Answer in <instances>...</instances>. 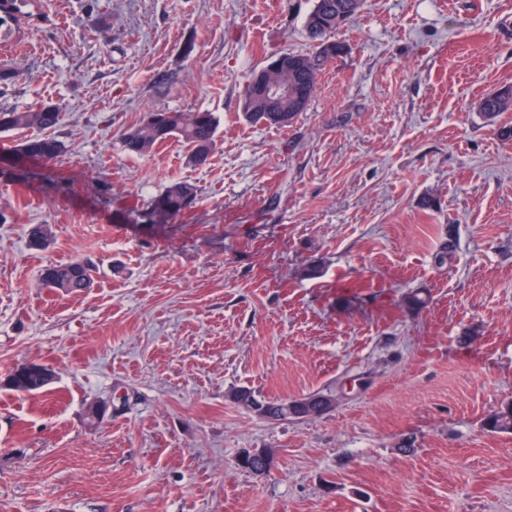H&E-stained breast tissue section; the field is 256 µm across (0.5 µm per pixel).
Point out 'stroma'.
<instances>
[{
	"label": "stroma",
	"instance_id": "35a3bbf8",
	"mask_svg": "<svg viewBox=\"0 0 512 512\" xmlns=\"http://www.w3.org/2000/svg\"><path fill=\"white\" fill-rule=\"evenodd\" d=\"M311 6L41 0L0 42V110L60 107L68 184L14 183L21 133L0 132V512H512V434L481 426L512 401V112L479 109L512 85V0H364L298 122L249 124V73L310 51ZM162 109L215 113L205 165L178 139L122 151ZM175 180L191 211L142 223ZM84 256L92 288L41 287ZM30 362L52 383L11 390ZM347 379L305 421L227 398ZM245 450L270 472L238 467Z\"/></svg>",
	"mask_w": 512,
	"mask_h": 512
}]
</instances>
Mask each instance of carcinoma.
<instances>
[{
  "instance_id": "cac0c4a2",
  "label": "carcinoma",
  "mask_w": 512,
  "mask_h": 512,
  "mask_svg": "<svg viewBox=\"0 0 512 512\" xmlns=\"http://www.w3.org/2000/svg\"><path fill=\"white\" fill-rule=\"evenodd\" d=\"M363 0H313V6L304 19V30L314 42L309 53L282 51L280 55L288 59V66L273 74V79L288 85V102L281 104V111H271V102L258 92L266 66L252 70L246 85L242 112L252 124L269 127L288 128L297 122L299 116L308 110L317 89L319 76L326 63L341 54L344 46L334 43V51L329 52L321 45L331 39V34L352 21L361 11ZM38 5L35 0H4L0 4V41L8 42L24 32L38 18ZM482 114L491 119L501 112H512V86H504L480 103ZM61 120L60 108L56 105H43L24 112L0 111V132L15 129H37L41 135L28 138L16 145V150L26 149L24 158L40 164L34 170H21L15 178L30 187H41L45 182H60L51 164L63 153L65 145L53 134ZM218 121L214 113L208 111L178 112L153 110L143 115L141 120L128 128L121 136L123 151L129 155L144 157L158 145L170 138H179L189 146L187 162L200 166L207 162L216 143ZM197 196L196 187L185 181L169 183L156 196L152 197L143 219L157 216L178 217L184 215L193 205ZM28 237L34 247H44L51 238L45 224L29 228ZM98 274L97 264L90 258H79L65 264L45 267L40 274L42 287L64 294H79L92 287ZM52 378L35 371L34 364L19 366L11 378L10 388L21 393H35L50 385ZM228 400L236 406L258 414L270 421L294 422L302 417L291 413L292 406L321 409L327 414L338 401L337 390L327 387L298 397L266 401L258 397L248 387H237L227 394ZM484 430L493 433L512 434V402L489 414L482 424ZM270 458L257 452L245 451L238 458V466L255 475L270 471Z\"/></svg>"
}]
</instances>
